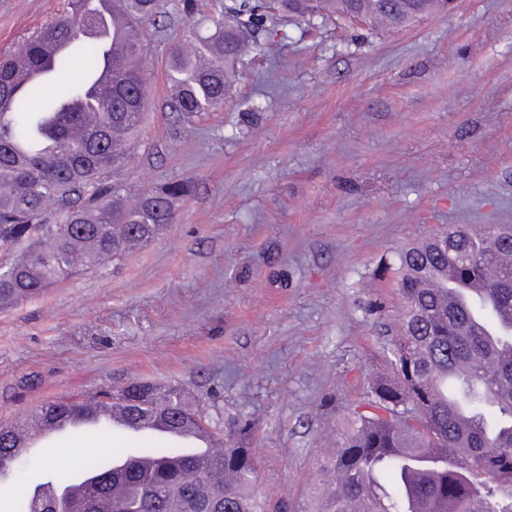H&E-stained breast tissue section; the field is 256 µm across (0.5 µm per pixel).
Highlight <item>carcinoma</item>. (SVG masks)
<instances>
[{
	"instance_id": "obj_1",
	"label": "carcinoma",
	"mask_w": 512,
	"mask_h": 512,
	"mask_svg": "<svg viewBox=\"0 0 512 512\" xmlns=\"http://www.w3.org/2000/svg\"><path fill=\"white\" fill-rule=\"evenodd\" d=\"M108 1L121 4L131 25L110 24ZM163 0H67L24 42L21 51L0 56V310L34 300L62 281L99 267L104 261L153 241L174 221L178 202L190 184L170 182L127 204L110 181L124 162L115 149L137 132L149 99L140 94L147 78L137 65L142 28L162 13ZM439 12V0H224L211 18L213 33L180 39L167 59L170 107L186 118L224 107L236 81L237 65L248 49L275 42L279 21L360 16L372 29H400ZM112 25V42L127 44L128 56L112 81V91L87 98L100 74L103 47L91 36L96 25ZM51 42L68 50L43 68ZM87 102L100 125L99 139L76 146L64 128L56 137L54 158L19 157L10 143L32 141L49 115ZM512 253V225L497 224L489 236L472 239L448 226L398 253V291L402 299L399 336L392 349L393 374L375 377L367 396L346 410L344 430L334 453L322 466L324 494L315 512H512V267L488 283V305L477 314L488 334L473 332L467 319L448 308V281L426 286L433 275L451 272L467 281L482 276L497 253ZM116 401L141 418L160 410L184 424L214 430L179 387L135 380L93 395ZM466 408L469 426L460 433L454 405ZM87 400H56L45 409L70 415ZM126 434L99 427L73 432L88 439ZM141 456L166 460L180 448L167 440L147 439L135 448ZM113 449L89 453L75 466L50 471L66 486L78 472L106 479ZM218 485L210 471L183 482L167 464L134 474L126 494L108 512H267L258 493L259 469L250 449L224 444ZM36 488L20 486L14 512H58L53 498L34 500Z\"/></svg>"
}]
</instances>
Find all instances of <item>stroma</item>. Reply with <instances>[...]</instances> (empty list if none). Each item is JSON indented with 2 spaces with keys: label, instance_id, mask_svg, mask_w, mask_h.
Listing matches in <instances>:
<instances>
[{
  "label": "stroma",
  "instance_id": "obj_1",
  "mask_svg": "<svg viewBox=\"0 0 512 512\" xmlns=\"http://www.w3.org/2000/svg\"><path fill=\"white\" fill-rule=\"evenodd\" d=\"M63 0H0V52ZM189 25L143 31L152 92L115 174L127 200L192 195L151 243L0 310V421L137 379L181 387L250 448L259 491L315 512L345 405L391 368L396 251L455 224H512V0H458L402 30L286 21L223 110L187 122L166 63ZM49 443L26 470L78 458Z\"/></svg>",
  "mask_w": 512,
  "mask_h": 512
}]
</instances>
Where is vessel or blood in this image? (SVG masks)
Returning a JSON list of instances; mask_svg holds the SVG:
<instances>
[{
	"label": "vessel or blood",
	"mask_w": 512,
	"mask_h": 512,
	"mask_svg": "<svg viewBox=\"0 0 512 512\" xmlns=\"http://www.w3.org/2000/svg\"><path fill=\"white\" fill-rule=\"evenodd\" d=\"M57 125L56 118L50 117L44 120L35 145H18L19 153H28L30 148H37L45 154L55 150L54 130ZM482 294V284L472 281L466 284L452 279L448 282V302L452 305L469 307L470 303ZM103 424H109L124 429L132 441H139L145 437H156L175 441L181 446L180 463L186 464V477H193L194 466L217 467L222 454V443L216 437L203 436L192 427H179L163 423H147L133 419L125 410L119 407L105 409L96 404L88 405L83 414L67 416L44 423L43 431L38 435L28 434L24 424H17L15 429L16 445L12 448L0 450V478L7 480L12 476L11 460L15 454L31 453L39 448L44 436L51 435L62 437L77 429H92ZM154 465L151 461L128 453L113 458L110 471L116 474V481L111 482L106 498L113 499L123 493L124 483L122 476L127 471H150ZM97 475L77 474L72 484L65 489L48 485L47 490L53 496L63 499L65 512H77L82 497L98 484Z\"/></svg>",
	"instance_id": "1"
}]
</instances>
